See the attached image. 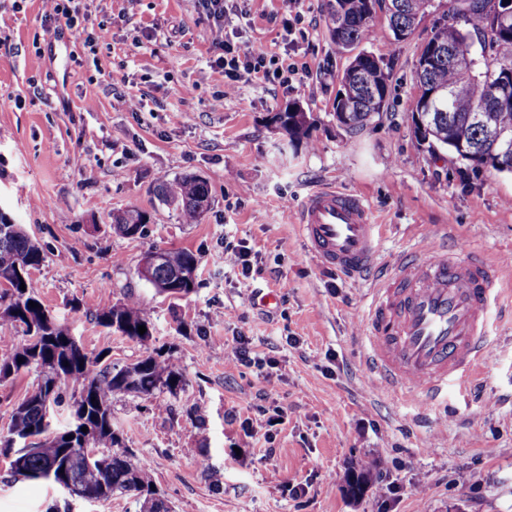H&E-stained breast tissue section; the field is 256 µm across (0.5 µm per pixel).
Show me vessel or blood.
<instances>
[{
  "instance_id": "obj_1",
  "label": "vessel or blood",
  "mask_w": 512,
  "mask_h": 512,
  "mask_svg": "<svg viewBox=\"0 0 512 512\" xmlns=\"http://www.w3.org/2000/svg\"><path fill=\"white\" fill-rule=\"evenodd\" d=\"M299 230L325 268L357 277L372 264L376 226L352 195L313 191L300 209ZM495 285L487 260L475 251L404 260L371 290L367 370L417 395L424 408L449 386L465 385L487 354Z\"/></svg>"
}]
</instances>
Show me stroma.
<instances>
[{"mask_svg":"<svg viewBox=\"0 0 512 512\" xmlns=\"http://www.w3.org/2000/svg\"><path fill=\"white\" fill-rule=\"evenodd\" d=\"M12 4L0 0V211L41 244L33 290L89 356L178 360V394L112 399L125 445L172 512H512V174L460 177L409 118L415 65L448 0L396 45L377 16L378 37L360 48L384 58L389 107L354 135L333 116L350 56L329 38L327 0H302L293 27L288 0H227L240 43L304 66L291 86L245 79L230 95L198 0H94L88 24L109 34L93 54L80 31L45 26L42 0ZM132 96L144 111H130ZM292 102L315 119L294 144L271 121ZM182 174L211 187L196 224L153 196ZM327 186L360 198L379 226L361 279L322 267L299 235L303 201ZM130 208L151 213L144 236L114 231L113 214ZM240 241L257 259L246 280L224 267L225 243ZM416 243L482 251L501 288L486 358L424 416L362 363L368 292ZM153 249L197 256L195 292L167 298L139 278ZM268 294L275 303L263 304ZM130 297L151 312L148 343L94 320ZM241 344L264 367L239 361ZM39 379L32 367L0 381V435ZM0 512H142V502L70 499L0 458Z\"/></svg>","mask_w":512,"mask_h":512,"instance_id":"1","label":"stroma"}]
</instances>
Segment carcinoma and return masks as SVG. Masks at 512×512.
<instances>
[{
    "label": "carcinoma",
    "mask_w": 512,
    "mask_h": 512,
    "mask_svg": "<svg viewBox=\"0 0 512 512\" xmlns=\"http://www.w3.org/2000/svg\"><path fill=\"white\" fill-rule=\"evenodd\" d=\"M469 8L462 23L456 21L455 0H448V12L434 26L430 40L454 49H465L472 36L483 38L482 53L473 66L469 83L468 103L486 106V123L481 125L469 112H434L425 121V127L414 125L415 134L428 139L439 149L460 154L459 147L469 150L460 163L478 174L484 170L503 172L497 161L494 137L499 131L512 134V103L494 105L500 76L512 72V34L505 37L489 24L482 3L484 0H466ZM383 7L390 44L404 41L403 28H416L415 17H424L432 7V0H329L327 29L336 49L344 44L356 45L373 39L376 7ZM343 16L347 26L343 31L334 27V17ZM460 72L441 61L429 74V80L442 87L455 84ZM341 89L333 103L336 119L348 116L349 131L357 132L374 116L387 107L390 96L389 75L381 57L372 53L356 56L345 68ZM273 121L287 131L291 140L306 135L314 118L303 109L296 112H278ZM159 201L177 212L180 223L196 224L211 206V190L207 180L198 175H183L161 181L155 188ZM151 216L141 209H128L113 216V223L125 236H140ZM166 264L156 271V278L164 283L179 280L183 271H197L198 259L189 250L164 251ZM43 261L39 244L19 224L0 216V300L17 296L16 311L5 307L0 320L22 330L24 335L35 332L36 343L22 345L7 359L12 361V374L35 365L42 370V378L33 392L11 413L10 431L19 437H43L31 451L10 461L12 472L29 480H43L58 488L72 482L80 486L92 501L105 500L116 491L136 496L153 494V478L146 463L133 460V454L123 447V438L112 420V396L123 393L153 397L168 392L177 394L183 389V374L178 361L170 355L149 354L123 366H100V359L91 358L68 330L57 324L41 300L27 288L20 289L19 273L38 267ZM37 303L32 308L29 302ZM97 323L114 333L147 342L152 323L147 312L133 299L125 303L106 305L94 313ZM146 327L139 334L138 326ZM23 362H18V359ZM72 390V414L75 421L91 429L88 447H71L57 439L59 432L50 431V417L64 402L61 385ZM112 449V460L101 467L96 449Z\"/></svg>",
    "instance_id": "cac0c4a2"
}]
</instances>
